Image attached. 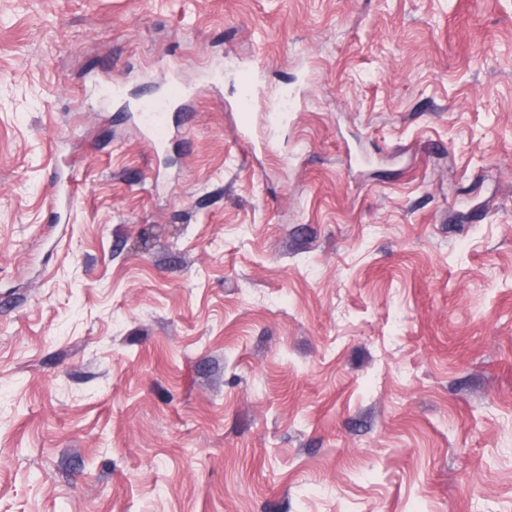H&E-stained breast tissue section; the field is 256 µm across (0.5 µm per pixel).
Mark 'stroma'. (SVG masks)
<instances>
[{
    "label": "stroma",
    "instance_id": "35a3bbf8",
    "mask_svg": "<svg viewBox=\"0 0 512 512\" xmlns=\"http://www.w3.org/2000/svg\"><path fill=\"white\" fill-rule=\"evenodd\" d=\"M0 512H512V0H0ZM181 94L173 90L170 95L162 99L147 102L142 108V119L146 129L147 138L154 149L162 147L168 137H181L184 127L167 125V114L172 105L179 101Z\"/></svg>",
    "mask_w": 512,
    "mask_h": 512
}]
</instances>
